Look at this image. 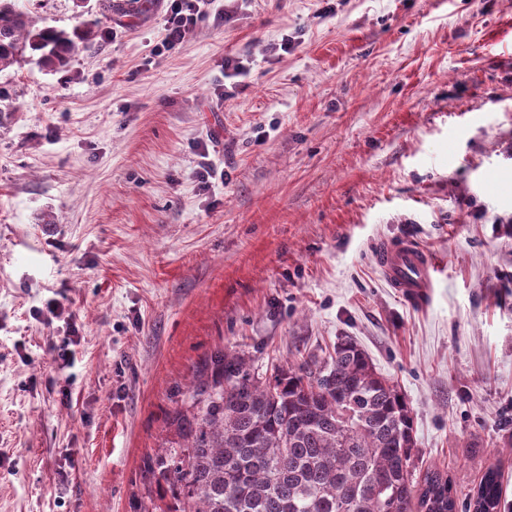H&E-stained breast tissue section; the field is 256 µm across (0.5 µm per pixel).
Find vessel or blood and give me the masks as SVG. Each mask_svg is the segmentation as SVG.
I'll return each instance as SVG.
<instances>
[{
    "label": "vessel or blood",
    "mask_w": 512,
    "mask_h": 512,
    "mask_svg": "<svg viewBox=\"0 0 512 512\" xmlns=\"http://www.w3.org/2000/svg\"><path fill=\"white\" fill-rule=\"evenodd\" d=\"M378 262L390 287L417 299L429 288L436 264L431 252L411 242L384 248Z\"/></svg>",
    "instance_id": "obj_1"
}]
</instances>
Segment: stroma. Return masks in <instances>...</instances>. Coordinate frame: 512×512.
I'll use <instances>...</instances> for the list:
<instances>
[{
    "instance_id": "obj_1",
    "label": "stroma",
    "mask_w": 512,
    "mask_h": 512,
    "mask_svg": "<svg viewBox=\"0 0 512 512\" xmlns=\"http://www.w3.org/2000/svg\"><path fill=\"white\" fill-rule=\"evenodd\" d=\"M18 6L96 37L0 71V512L170 505L150 466L204 360L345 336L416 469L461 500L500 470L512 512V0H216L171 51L165 0ZM404 238L421 305L376 261ZM378 262L391 288L421 301L426 288H430V271L434 270L437 260L424 248L412 242H401L384 248Z\"/></svg>"
}]
</instances>
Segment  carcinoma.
<instances>
[{
    "label": "carcinoma",
    "mask_w": 512,
    "mask_h": 512,
    "mask_svg": "<svg viewBox=\"0 0 512 512\" xmlns=\"http://www.w3.org/2000/svg\"><path fill=\"white\" fill-rule=\"evenodd\" d=\"M91 28L38 27L0 0V71L26 55L56 69ZM189 405L176 411L181 443L163 448L171 481L167 512H457L448 478L414 482L412 417L396 386L378 375L349 337L334 355L255 374L245 355L216 352L200 370ZM502 484L487 470L469 499L497 512Z\"/></svg>",
    "instance_id": "cac0c4a2"
}]
</instances>
